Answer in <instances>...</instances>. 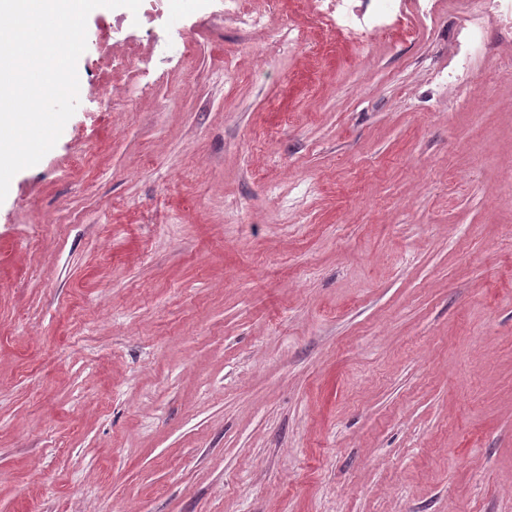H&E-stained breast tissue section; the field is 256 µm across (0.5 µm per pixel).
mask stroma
Here are the masks:
<instances>
[{"label": "stroma", "instance_id": "1", "mask_svg": "<svg viewBox=\"0 0 512 512\" xmlns=\"http://www.w3.org/2000/svg\"><path fill=\"white\" fill-rule=\"evenodd\" d=\"M246 5L88 16L0 202V512H512V0ZM224 15L232 16L239 23L253 29H263L266 26L265 16L261 13L247 10L244 0H224ZM375 1L378 5L377 18L368 21L363 24L364 31L359 33L351 28H348L347 33L354 38H359L363 34L368 32L376 31L383 25L378 24V21L388 19L394 15L395 22L398 23L400 33L407 37L412 38L416 34V26L414 18L403 11L402 0H369ZM399 2V3H397Z\"/></svg>", "mask_w": 512, "mask_h": 512}]
</instances>
